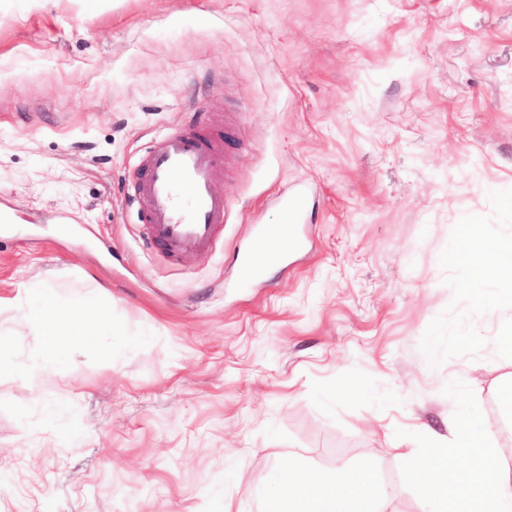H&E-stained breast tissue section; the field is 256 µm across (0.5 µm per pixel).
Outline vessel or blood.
Wrapping results in <instances>:
<instances>
[{"label": "vessel or blood", "mask_w": 512, "mask_h": 512, "mask_svg": "<svg viewBox=\"0 0 512 512\" xmlns=\"http://www.w3.org/2000/svg\"><path fill=\"white\" fill-rule=\"evenodd\" d=\"M217 148L200 131L174 132L142 161L137 193L148 240L168 256L209 253L223 228L227 204L213 188Z\"/></svg>", "instance_id": "b4317fda"}]
</instances>
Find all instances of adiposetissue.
I'll return each mask as SVG.
<instances>
[{"label": "adipose tissue", "mask_w": 512, "mask_h": 512, "mask_svg": "<svg viewBox=\"0 0 512 512\" xmlns=\"http://www.w3.org/2000/svg\"><path fill=\"white\" fill-rule=\"evenodd\" d=\"M469 255L475 261L472 287L477 296H484L487 282H512V241L490 250L477 240ZM34 315L40 323L37 361L45 369L60 365L68 349L104 331L110 321L107 310L85 301L58 312L42 304ZM448 428L449 436L432 437L431 454L417 462L430 473L429 512H512V467L490 448L491 433L478 431L470 414H451ZM376 495L367 473L340 470L333 478L315 479L289 466L275 473L264 512H365V503Z\"/></svg>", "instance_id": "1"}]
</instances>
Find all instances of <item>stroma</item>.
<instances>
[{
    "label": "stroma",
    "mask_w": 512,
    "mask_h": 512,
    "mask_svg": "<svg viewBox=\"0 0 512 512\" xmlns=\"http://www.w3.org/2000/svg\"><path fill=\"white\" fill-rule=\"evenodd\" d=\"M197 127L224 235L170 259L135 185ZM295 194L300 247L243 279ZM475 225L512 239V0H0V512H259L292 465L428 512L449 410L512 460ZM38 287L112 313L77 371L35 363Z\"/></svg>",
    "instance_id": "35a3bbf8"
}]
</instances>
